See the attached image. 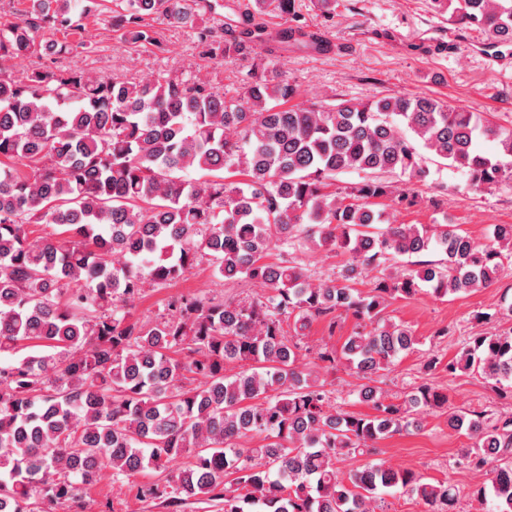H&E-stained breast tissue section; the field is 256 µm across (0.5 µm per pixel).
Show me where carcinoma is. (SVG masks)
Instances as JSON below:
<instances>
[{"label": "carcinoma", "mask_w": 512, "mask_h": 512, "mask_svg": "<svg viewBox=\"0 0 512 512\" xmlns=\"http://www.w3.org/2000/svg\"><path fill=\"white\" fill-rule=\"evenodd\" d=\"M126 0L113 17L124 41L153 44L145 18L193 22L188 2ZM23 18L0 26V512H44L76 499V483L103 470L115 479L152 470L138 494L182 512L191 497L222 512H376L398 489L455 512L456 493L411 469L374 458L376 444L442 413L473 440L458 465L483 473L484 512H512V416L452 410L423 382L394 403L374 377L416 340L386 316L389 300L426 284L443 299L498 281L512 261V224L476 242L454 224H395L377 198L399 206L388 175L424 176L423 148L468 177L474 189L512 184V128L428 95L370 102L293 104L297 86L256 70L237 97L177 76L99 78L44 67L16 79L4 66L69 47L32 32L82 33L76 17L97 0H29ZM433 10L487 38L512 44V0H431ZM294 14V0H254L255 11ZM326 48L317 33L261 27L245 38L205 40L233 59L245 41ZM412 136H407L406 132ZM493 142L487 153L483 143ZM201 170L206 178L190 172ZM360 183L334 188L342 173ZM319 235L346 256L340 278L314 284L286 259ZM277 250L282 258L269 262ZM440 260H422L427 252ZM409 257L405 273L355 288L366 272ZM226 281L266 293L218 300L180 296L150 325L132 320L146 289L176 282L202 260ZM358 330L312 364L343 363L364 384L374 413L327 409V382L309 379L299 342L312 321ZM29 350L15 361L9 356ZM475 373L512 397V327L469 338L454 358L432 357L425 375ZM262 437L245 446L241 440ZM365 456L344 475L336 464ZM231 475L233 480L224 482Z\"/></svg>", "instance_id": "carcinoma-1"}]
</instances>
